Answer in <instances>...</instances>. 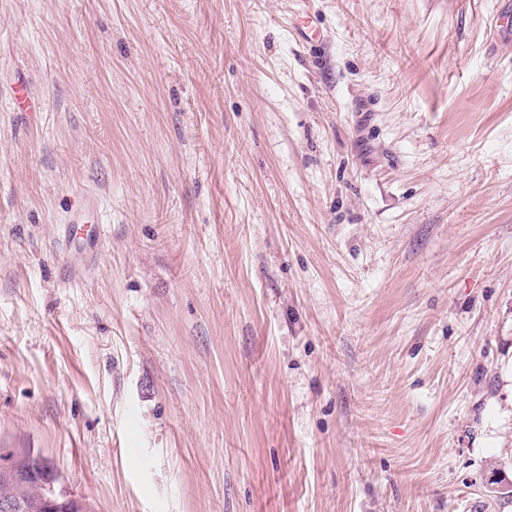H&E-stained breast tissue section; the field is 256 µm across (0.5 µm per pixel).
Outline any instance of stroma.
Wrapping results in <instances>:
<instances>
[{
    "label": "stroma",
    "instance_id": "stroma-1",
    "mask_svg": "<svg viewBox=\"0 0 512 512\" xmlns=\"http://www.w3.org/2000/svg\"><path fill=\"white\" fill-rule=\"evenodd\" d=\"M0 448L92 512H512V0H0Z\"/></svg>",
    "mask_w": 512,
    "mask_h": 512
}]
</instances>
